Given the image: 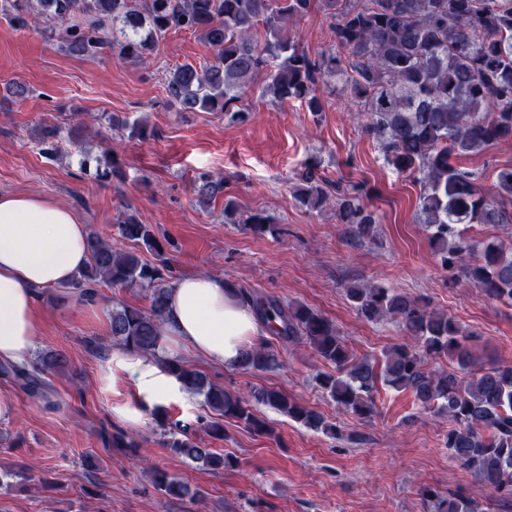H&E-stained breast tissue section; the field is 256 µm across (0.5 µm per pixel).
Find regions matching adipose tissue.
Returning <instances> with one entry per match:
<instances>
[{
  "mask_svg": "<svg viewBox=\"0 0 512 512\" xmlns=\"http://www.w3.org/2000/svg\"><path fill=\"white\" fill-rule=\"evenodd\" d=\"M88 259L87 227L70 207L39 194H0V362L30 363L42 293L70 282ZM164 330L226 366L266 333L237 289L208 275L174 283Z\"/></svg>",
  "mask_w": 512,
  "mask_h": 512,
  "instance_id": "1",
  "label": "adipose tissue"
}]
</instances>
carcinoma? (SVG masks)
Wrapping results in <instances>:
<instances>
[{
	"label": "carcinoma",
	"mask_w": 512,
	"mask_h": 512,
	"mask_svg": "<svg viewBox=\"0 0 512 512\" xmlns=\"http://www.w3.org/2000/svg\"><path fill=\"white\" fill-rule=\"evenodd\" d=\"M319 7L335 20L337 52L313 59L288 37L287 25ZM0 15L20 28L52 18L70 53L115 52L136 64L146 63L172 30L198 35L212 62L179 64L165 81L169 103L182 112H222L238 122L248 90L260 81L262 95L298 101L316 114L323 111L317 83L346 85L369 116L367 132L381 146L387 165L420 181L419 223L430 230L429 244L442 269L485 296L512 304V248L478 241L459 228L512 224V210L499 203L512 196V167L499 171L496 184L484 188L480 173L462 163L494 143L512 141V0H360L357 5L350 0H0ZM59 138L60 128L43 127L42 151L57 153ZM300 181L295 188L300 204L313 210L331 205L351 236L376 238L377 219L360 189H329L313 165L304 168ZM223 190L222 177H203L198 186L203 201ZM241 223L262 235L269 220L254 212ZM118 230L127 242L124 250L89 233L88 264L74 282L61 286V293L90 296L99 285L145 291L146 308L123 302L112 307L109 334L129 350L153 354L163 343L173 285L166 248L152 227L133 214L125 215ZM145 250L154 260L144 258ZM347 295L367 320L397 319L410 341L390 347L380 363L359 359L333 323L313 308L268 298L252 306L272 335L300 340L334 366L335 372L321 373L317 380L338 410L371 417L380 381L411 392L419 408L448 417V456L495 498L512 503V364L478 365L470 347L472 331L396 288L353 285ZM442 356L453 363L451 369L427 370L428 359ZM67 363L63 352L49 349L29 366L0 370L42 396L44 375ZM276 363L274 351L258 346L242 355L238 368L270 370ZM162 369L182 389L203 397L207 415L198 424L212 439H224L226 418L269 433L270 425L254 413L257 405L328 437L341 436L336 423L281 390H256L247 400L180 359L164 360ZM164 444L211 469L231 464L197 442L185 425L170 428ZM152 482L171 498L199 495L160 467L152 471ZM422 496L428 512H478L462 495L425 488Z\"/></svg>",
	"instance_id": "cac0c4a2"
}]
</instances>
